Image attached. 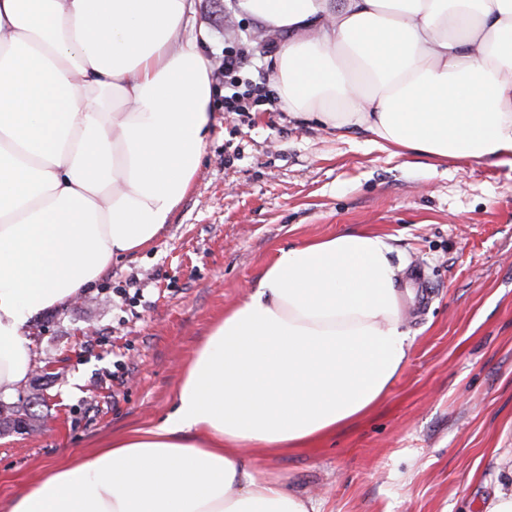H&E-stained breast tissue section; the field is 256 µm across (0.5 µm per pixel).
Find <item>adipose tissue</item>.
I'll return each instance as SVG.
<instances>
[{"label": "adipose tissue", "mask_w": 512, "mask_h": 512, "mask_svg": "<svg viewBox=\"0 0 512 512\" xmlns=\"http://www.w3.org/2000/svg\"><path fill=\"white\" fill-rule=\"evenodd\" d=\"M283 35L289 115L395 154L512 155V0H236ZM192 0H0V395L28 320L150 246L195 177L212 65ZM387 236L279 250L187 362L159 422L46 468L8 512H319L245 461L375 406L407 363L411 296Z\"/></svg>", "instance_id": "1"}]
</instances>
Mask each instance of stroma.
I'll return each instance as SVG.
<instances>
[{
  "label": "stroma",
  "instance_id": "35a3bbf8",
  "mask_svg": "<svg viewBox=\"0 0 512 512\" xmlns=\"http://www.w3.org/2000/svg\"><path fill=\"white\" fill-rule=\"evenodd\" d=\"M234 2L193 0L189 26L211 61L245 50L264 99L238 116L216 85L199 171L156 241L27 323L32 366L8 400L41 428L0 434V507L44 467L167 416L185 363L279 249L355 230L389 236L405 266L411 357L347 427L246 455L321 512H483L512 464V164L395 156L269 111L279 43L250 41L260 27Z\"/></svg>",
  "mask_w": 512,
  "mask_h": 512
}]
</instances>
